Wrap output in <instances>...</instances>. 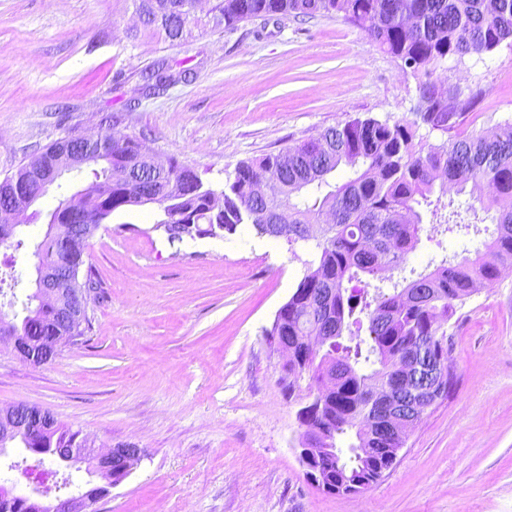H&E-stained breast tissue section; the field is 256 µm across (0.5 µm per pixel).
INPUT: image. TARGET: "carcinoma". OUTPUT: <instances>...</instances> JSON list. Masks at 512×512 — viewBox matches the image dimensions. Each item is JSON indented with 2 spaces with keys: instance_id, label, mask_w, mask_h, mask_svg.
Listing matches in <instances>:
<instances>
[{
  "instance_id": "obj_1",
  "label": "carcinoma",
  "mask_w": 512,
  "mask_h": 512,
  "mask_svg": "<svg viewBox=\"0 0 512 512\" xmlns=\"http://www.w3.org/2000/svg\"><path fill=\"white\" fill-rule=\"evenodd\" d=\"M143 29L174 45L199 24L195 0H132ZM210 20L235 29L258 17L313 18L336 14L364 30L382 50L400 59L419 82L421 122L450 135L448 141L416 149L411 128L375 118H356L325 128L309 138L257 161L242 162L234 178L217 192L204 185L197 172L176 159L159 171L142 155L143 142L112 131L105 119L100 137L108 152L92 169L90 191L61 201L51 213L44 239L36 245V268L56 262V237L76 224L86 241L98 225L127 206L157 204L172 221L200 226H224L234 234L242 224L257 234L269 224H284L290 242L318 239V264L308 269L288 299V319L274 324L269 336L288 337L299 351V336H334L336 343L309 360L310 388L319 386L323 372L336 368V381L319 390L324 399L320 416L310 422L313 447L326 448L319 461L322 483L358 484L366 489L389 467L378 448H401L406 437L381 425L415 411L416 391L444 397L454 381L448 372L450 355L439 358L436 336L455 307L491 285L500 267L512 264V124L491 136L462 131L466 115L482 97L470 91L448 107L442 86L430 80L433 71L450 58L491 53L512 40V0H212ZM56 144L42 156L22 164L10 178L35 181ZM355 168L341 185L329 182L339 165ZM471 186L474 200L495 207V231L486 252L474 259L442 258L433 269L410 277L407 254L423 230L417 207L429 203L434 190L445 194ZM75 273L66 298L80 288H96L92 268L84 267L83 249L71 256ZM17 331L33 346L51 337L45 302L25 305ZM368 318V338L352 328ZM432 359L428 370L415 375L413 387L401 386L402 368L421 344ZM79 432L62 425L31 436L17 431L10 442L39 448L47 455L55 448L81 446Z\"/></svg>"
}]
</instances>
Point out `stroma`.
Listing matches in <instances>:
<instances>
[{"mask_svg":"<svg viewBox=\"0 0 512 512\" xmlns=\"http://www.w3.org/2000/svg\"><path fill=\"white\" fill-rule=\"evenodd\" d=\"M130 0H0V179L49 144L97 132L104 117L143 137L162 158L222 190L236 167L356 118L411 124L428 146L447 134L419 123V77L341 16L254 18L229 31L203 19L169 45L131 38ZM163 65L171 85L145 90ZM434 81L482 89L464 129L512 123V45L448 60ZM65 174L26 213L27 242L0 247L20 283L0 312L20 322L32 291L31 247L48 215L85 188ZM453 207L481 233L422 232L407 268L484 253L494 210ZM156 204L112 213L84 245L100 288L91 328L34 365L0 349V409L35 406L86 440L131 443L143 456L89 512H512V278L459 305L443 329L454 363L446 397L409 431L389 471L358 494L307 480L298 459L307 379L285 389L286 356L268 332L318 261L315 240L257 235L252 225L216 238L168 240Z\"/></svg>","mask_w":512,"mask_h":512,"instance_id":"1","label":"stroma"}]
</instances>
